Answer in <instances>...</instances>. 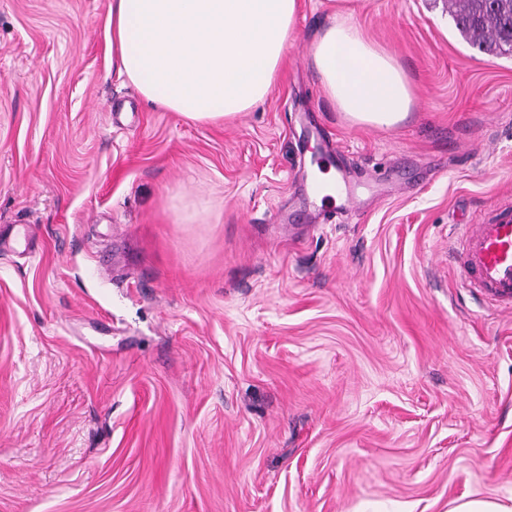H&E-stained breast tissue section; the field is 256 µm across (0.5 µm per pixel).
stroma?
I'll use <instances>...</instances> for the list:
<instances>
[{
  "mask_svg": "<svg viewBox=\"0 0 512 512\" xmlns=\"http://www.w3.org/2000/svg\"><path fill=\"white\" fill-rule=\"evenodd\" d=\"M332 20L301 0L266 102L196 124L119 76L109 0H0V512L512 498V309L457 233L512 208V54L363 0L416 101L354 126L309 62Z\"/></svg>",
  "mask_w": 512,
  "mask_h": 512,
  "instance_id": "35a3bbf8",
  "label": "stroma"
}]
</instances>
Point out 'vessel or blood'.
<instances>
[{"label": "vessel or blood", "instance_id": "b4317fda", "mask_svg": "<svg viewBox=\"0 0 512 512\" xmlns=\"http://www.w3.org/2000/svg\"><path fill=\"white\" fill-rule=\"evenodd\" d=\"M461 241L470 287L498 304L512 306V209L467 228Z\"/></svg>", "mask_w": 512, "mask_h": 512}]
</instances>
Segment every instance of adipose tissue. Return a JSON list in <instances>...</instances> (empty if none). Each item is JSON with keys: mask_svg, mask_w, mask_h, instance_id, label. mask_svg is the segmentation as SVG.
Masks as SVG:
<instances>
[{"mask_svg": "<svg viewBox=\"0 0 512 512\" xmlns=\"http://www.w3.org/2000/svg\"><path fill=\"white\" fill-rule=\"evenodd\" d=\"M300 0H111L112 54L145 102L215 122L263 104L280 75ZM341 22L310 48L325 95L358 126L391 128L414 105L411 82L355 22L357 0H336Z\"/></svg>", "mask_w": 512, "mask_h": 512, "instance_id": "1", "label": "adipose tissue"}]
</instances>
